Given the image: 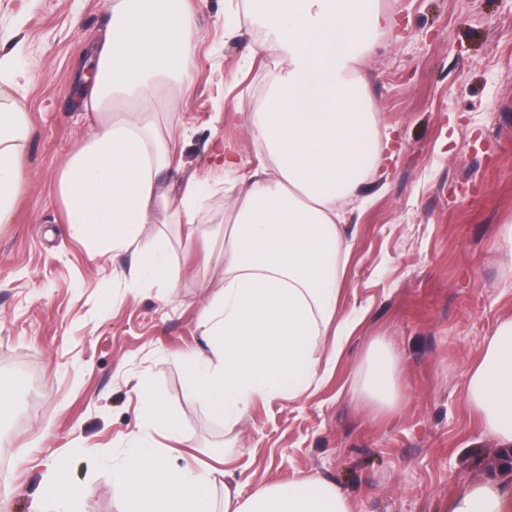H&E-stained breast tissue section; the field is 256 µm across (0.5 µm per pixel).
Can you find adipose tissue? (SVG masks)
Instances as JSON below:
<instances>
[{
  "instance_id": "1",
  "label": "adipose tissue",
  "mask_w": 512,
  "mask_h": 512,
  "mask_svg": "<svg viewBox=\"0 0 512 512\" xmlns=\"http://www.w3.org/2000/svg\"><path fill=\"white\" fill-rule=\"evenodd\" d=\"M111 21L91 56L93 81L79 107L92 132L60 174L68 222L79 234L130 252L138 286L176 288L163 237L142 244L146 224H199L215 187L162 180L175 147L172 129L153 119L178 109L193 52L194 17L182 0H109ZM262 35L258 54L280 66L275 84L248 116L265 159L244 170L224 153L221 165L238 194L224 226V289L204 307L210 357L187 363L191 395L225 425L250 403L295 399L334 370L356 320L337 318L353 223L349 203L360 185L393 157L392 134L374 112L359 63L381 33L396 26L380 0H252ZM26 112L0 100V220L18 195ZM333 332L326 355L312 339ZM132 443L112 470L123 512H359L335 484L300 475L241 495L217 478L172 464L155 442L177 437L181 422L145 381ZM359 397L376 412L403 400L401 356L386 338L373 341L359 366ZM466 399L483 431L512 451V315L500 318L470 366ZM448 512H507L504 495L483 485L448 501Z\"/></svg>"
}]
</instances>
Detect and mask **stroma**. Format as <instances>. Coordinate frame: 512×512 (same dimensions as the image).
<instances>
[{
	"mask_svg": "<svg viewBox=\"0 0 512 512\" xmlns=\"http://www.w3.org/2000/svg\"><path fill=\"white\" fill-rule=\"evenodd\" d=\"M400 26L364 61L369 95L395 157L360 188L340 312L362 320L333 372L300 398L255 400L233 429L192 398L173 357H205L202 308L224 286L211 224H148L169 242L178 277L133 288L129 253L79 237L58 178L91 133L75 64L105 27L108 0H0V54L27 65L28 126L15 207L0 226V512H120L112 467L135 429L139 379L181 415L158 436L179 465L215 462L248 494L299 474L330 481L360 512H445L492 482L512 490V459L484 435L465 397L467 371L500 317L512 314V0H381ZM196 47L174 127V182L214 183L213 146L246 168L261 154L247 126L278 64L254 52L260 27L244 0H194ZM238 18L234 30L224 19ZM402 358L404 401L384 416L353 396L377 337ZM81 497L46 500L54 461Z\"/></svg>",
	"mask_w": 512,
	"mask_h": 512,
	"instance_id": "stroma-1",
	"label": "stroma"
}]
</instances>
